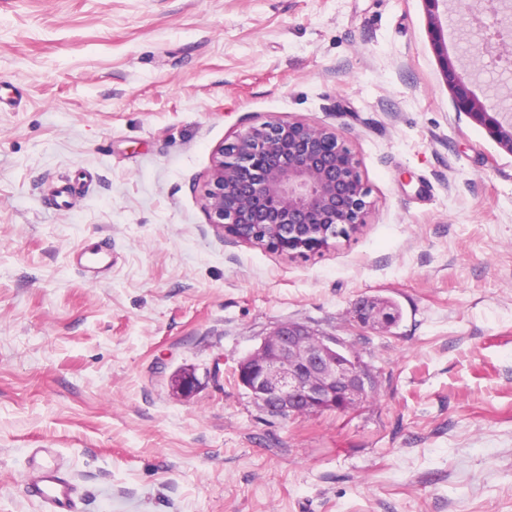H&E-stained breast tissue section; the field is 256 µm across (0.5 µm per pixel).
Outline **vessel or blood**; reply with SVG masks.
<instances>
[{
	"mask_svg": "<svg viewBox=\"0 0 512 512\" xmlns=\"http://www.w3.org/2000/svg\"><path fill=\"white\" fill-rule=\"evenodd\" d=\"M96 252V257L92 258L87 250L80 248L71 256L73 268L90 282L96 281L112 267L111 241L101 243ZM24 490L39 512H79L74 477L57 449L35 448L30 451Z\"/></svg>",
	"mask_w": 512,
	"mask_h": 512,
	"instance_id": "vessel-or-blood-1",
	"label": "vessel or blood"
}]
</instances>
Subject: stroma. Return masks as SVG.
I'll return each instance as SVG.
<instances>
[{
	"instance_id": "35a3bbf8",
	"label": "stroma",
	"mask_w": 512,
	"mask_h": 512,
	"mask_svg": "<svg viewBox=\"0 0 512 512\" xmlns=\"http://www.w3.org/2000/svg\"><path fill=\"white\" fill-rule=\"evenodd\" d=\"M270 119L347 137L358 232L291 257L208 224L215 149ZM287 322L370 366L363 403L253 400L237 364ZM31 448L83 512H512V154L423 0H0V512H38ZM441 56L443 73L453 93L456 111L486 127L500 147L512 154V114L506 111L502 99L497 95H486L484 100H480L461 82L454 62L448 58V50ZM93 255H101L97 259L88 256L86 249L79 248L72 253L71 265L87 281L95 282L100 276L112 268V242L103 241ZM356 318L366 328L392 325L396 321L397 313L392 305L377 303L372 299L359 302L356 309ZM24 490L39 512H80L74 477L55 448H32Z\"/></svg>"
}]
</instances>
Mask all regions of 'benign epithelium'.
I'll return each mask as SVG.
<instances>
[{"instance_id":"1","label":"benign epithelium","mask_w":512,"mask_h":512,"mask_svg":"<svg viewBox=\"0 0 512 512\" xmlns=\"http://www.w3.org/2000/svg\"><path fill=\"white\" fill-rule=\"evenodd\" d=\"M434 45L442 44L439 9L450 0H423ZM492 22L471 17L469 62L480 70L504 63L512 74V0H487ZM441 65L456 111L486 127L512 155V114L496 95L479 99L461 82L454 62ZM369 189L346 137L324 125L270 119L235 134L216 151L202 196L208 223L222 235L257 243L291 257L328 247L367 223ZM364 327L388 326L397 313L388 303L359 302ZM238 382L264 409L286 418L306 412H346L365 400L374 377L347 345L295 322L280 325L237 365ZM190 369L178 372L173 389L195 391Z\"/></svg>"}]
</instances>
